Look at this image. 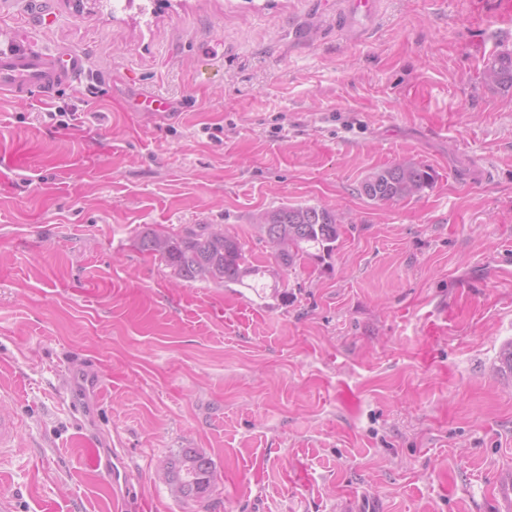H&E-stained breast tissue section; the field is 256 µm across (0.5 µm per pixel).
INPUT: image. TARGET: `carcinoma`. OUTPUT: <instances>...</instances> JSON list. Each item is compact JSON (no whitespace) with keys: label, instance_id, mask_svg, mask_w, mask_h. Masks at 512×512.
<instances>
[{"label":"carcinoma","instance_id":"1","mask_svg":"<svg viewBox=\"0 0 512 512\" xmlns=\"http://www.w3.org/2000/svg\"><path fill=\"white\" fill-rule=\"evenodd\" d=\"M484 80L512 90V50L497 53L484 70ZM433 170L421 163L404 161L368 173L359 193L374 202H395L432 187ZM341 217L321 205L284 204L258 215L256 226L270 245L275 264L291 271L305 262L321 263L336 251ZM140 248L159 256L179 279L227 287L231 284L254 292L270 270L251 260L245 244L235 235L209 224H194L178 231L154 229L138 237ZM163 479L182 498L209 495L216 475L208 458L192 448L183 449L168 464Z\"/></svg>","mask_w":512,"mask_h":512}]
</instances>
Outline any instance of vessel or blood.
Listing matches in <instances>:
<instances>
[{"label":"vessel or blood","instance_id":"b4317fda","mask_svg":"<svg viewBox=\"0 0 512 512\" xmlns=\"http://www.w3.org/2000/svg\"><path fill=\"white\" fill-rule=\"evenodd\" d=\"M378 0H337V11L343 27H351L356 19H369L377 10ZM87 72V59L70 49H49L37 45L0 44V96L25 99L32 91L52 96L64 84H80ZM20 424L7 414L0 415V457L11 450ZM92 465L113 483L127 481L115 450L94 453ZM494 512H512V469L497 472L494 477Z\"/></svg>","mask_w":512,"mask_h":512}]
</instances>
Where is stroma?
I'll use <instances>...</instances> for the list:
<instances>
[{"mask_svg": "<svg viewBox=\"0 0 512 512\" xmlns=\"http://www.w3.org/2000/svg\"><path fill=\"white\" fill-rule=\"evenodd\" d=\"M46 47L86 55L80 86L0 98V463L13 512H114L91 452L134 478L124 512H494L512 468V94L483 70L512 49L493 0H379L368 31L336 0H0ZM171 101L156 119L139 93ZM82 112L59 129L50 115ZM220 127L218 138L208 128ZM412 160L433 187L359 193ZM344 215L335 253L256 296L175 279L145 229L216 224L262 265L257 214ZM448 333L423 328L438 307ZM212 462L204 500L163 470ZM20 423L8 414L0 415V457H4L13 447L18 436ZM163 479L180 497L202 499L212 491L216 475L208 458L185 448L169 462ZM494 511H512V469L499 471L494 477Z\"/></svg>", "mask_w": 512, "mask_h": 512, "instance_id": "1", "label": "stroma"}]
</instances>
